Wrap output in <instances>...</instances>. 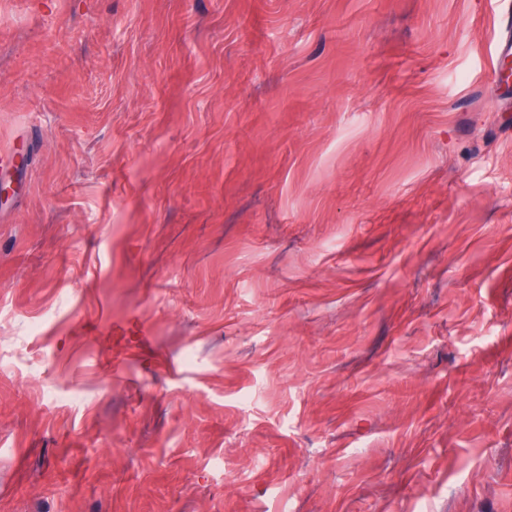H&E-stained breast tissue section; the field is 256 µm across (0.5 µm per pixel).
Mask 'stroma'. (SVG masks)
Instances as JSON below:
<instances>
[{"label": "stroma", "mask_w": 512, "mask_h": 512, "mask_svg": "<svg viewBox=\"0 0 512 512\" xmlns=\"http://www.w3.org/2000/svg\"><path fill=\"white\" fill-rule=\"evenodd\" d=\"M488 0H0V512H512ZM144 324L149 360L113 368Z\"/></svg>", "instance_id": "stroma-1"}]
</instances>
